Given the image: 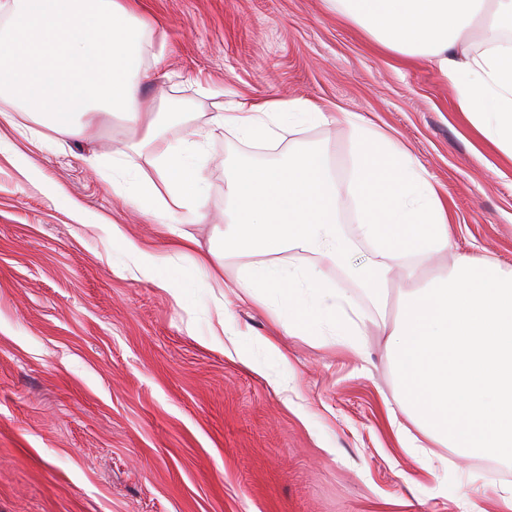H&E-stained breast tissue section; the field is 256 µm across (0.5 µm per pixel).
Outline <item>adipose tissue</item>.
I'll list each match as a JSON object with an SVG mask.
<instances>
[{"label": "adipose tissue", "mask_w": 512, "mask_h": 512, "mask_svg": "<svg viewBox=\"0 0 512 512\" xmlns=\"http://www.w3.org/2000/svg\"><path fill=\"white\" fill-rule=\"evenodd\" d=\"M387 51L432 62L457 91V106L493 147L512 158V0H324ZM484 20L483 48L462 42ZM155 30L131 0H0V122L21 113L50 130L56 144L84 136L101 115L123 116V134L143 128L159 180L113 161L112 192L162 224L169 250L139 247L121 225L113 246L135 258L139 273L184 303L190 283L165 275L183 257L223 287L227 261L244 257L235 277L241 303L256 306L291 336H308L369 362L365 336L384 318L393 278L400 306L388 348L402 388L386 405L398 442L411 429L455 453L512 459V265L488 255L455 253L428 270L432 257L453 250L448 209L416 158L371 120L302 98L232 102L209 122L230 131L243 154L225 168L224 244L203 246L201 223L208 183L197 143L172 144L168 114L149 108L141 86ZM344 124L352 132L349 174L338 181L325 149L306 146L305 129ZM385 159V180L368 158ZM346 197L358 221L341 220ZM364 250L357 278L372 307L354 304L329 267ZM239 361L271 385L292 371L270 339L238 350Z\"/></svg>", "instance_id": "adipose-tissue-1"}]
</instances>
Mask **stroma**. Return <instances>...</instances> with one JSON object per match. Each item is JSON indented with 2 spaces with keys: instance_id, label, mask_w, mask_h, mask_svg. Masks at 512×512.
Listing matches in <instances>:
<instances>
[{
  "instance_id": "stroma-1",
  "label": "stroma",
  "mask_w": 512,
  "mask_h": 512,
  "mask_svg": "<svg viewBox=\"0 0 512 512\" xmlns=\"http://www.w3.org/2000/svg\"><path fill=\"white\" fill-rule=\"evenodd\" d=\"M165 34L144 98L186 104L172 143L197 141L210 184L201 239L224 227V169L236 140L209 123L233 99L303 98L371 119L406 147L448 202L458 251L512 265V160L456 107L436 68L382 48L323 0H139ZM113 118L65 150L1 124L0 512H498L512 465L433 448V472L400 448L384 402L400 381L388 330L372 328L369 364L304 336L276 342L294 370L274 388L206 344L216 300L197 287L179 305L113 254L122 225L164 252L159 224L123 205L85 162L134 159ZM233 306L241 345L271 332Z\"/></svg>"
}]
</instances>
